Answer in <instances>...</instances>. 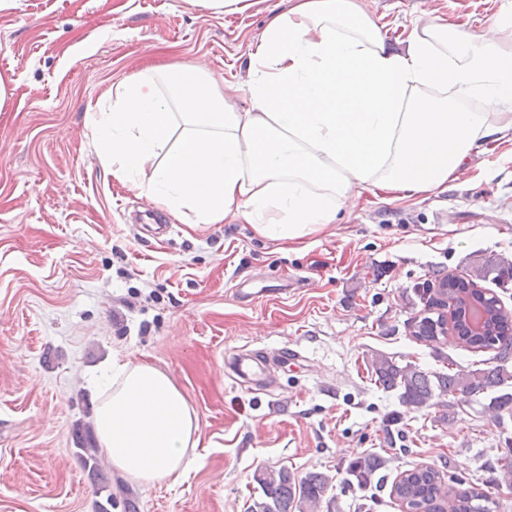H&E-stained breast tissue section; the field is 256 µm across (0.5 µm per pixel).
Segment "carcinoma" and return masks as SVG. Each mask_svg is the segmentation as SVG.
Masks as SVG:
<instances>
[{"instance_id": "1", "label": "carcinoma", "mask_w": 512, "mask_h": 512, "mask_svg": "<svg viewBox=\"0 0 512 512\" xmlns=\"http://www.w3.org/2000/svg\"><path fill=\"white\" fill-rule=\"evenodd\" d=\"M448 298L455 300L456 337L470 349H498V365L469 369L465 372H429L411 363L399 365L387 355L376 356L371 363V374L376 384L385 391H397L402 404L420 408L437 404L442 397H466L472 401L487 399V409L500 411L512 408V392L508 391L512 373L506 362L512 357V319L501 307L498 298L488 297L480 289L458 285L448 289ZM482 305L489 315L488 332L484 335L469 333L464 322L468 304ZM441 318L424 316L410 324L412 335L421 342H435L445 329ZM385 460L376 454L356 457L347 467L348 482L363 490L371 487ZM261 494L252 499L248 512H320L331 510L332 502L324 500L330 483L323 473H309L301 478L285 468L263 470L255 475ZM440 471L432 467H416L401 473L393 491L397 498L413 512H443L441 502L447 493ZM493 501L483 491L472 487L462 490L456 497L453 512H492Z\"/></svg>"}]
</instances>
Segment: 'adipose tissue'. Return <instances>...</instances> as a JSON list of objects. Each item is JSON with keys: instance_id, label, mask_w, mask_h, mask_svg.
<instances>
[{"instance_id": "obj_1", "label": "adipose tissue", "mask_w": 512, "mask_h": 512, "mask_svg": "<svg viewBox=\"0 0 512 512\" xmlns=\"http://www.w3.org/2000/svg\"><path fill=\"white\" fill-rule=\"evenodd\" d=\"M249 103L191 66L143 70L92 113L113 178L187 224L241 221L272 240L334 223L354 188L437 190L512 130V23L439 17L389 41L360 0H291L248 56ZM148 181H141V174ZM100 452L132 483L201 462L195 408L165 372L113 360L99 382Z\"/></svg>"}]
</instances>
